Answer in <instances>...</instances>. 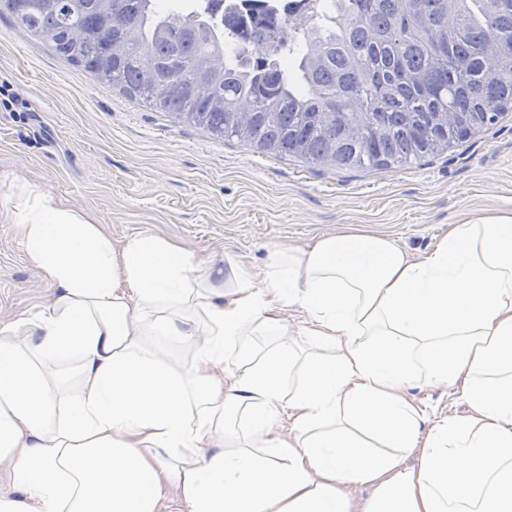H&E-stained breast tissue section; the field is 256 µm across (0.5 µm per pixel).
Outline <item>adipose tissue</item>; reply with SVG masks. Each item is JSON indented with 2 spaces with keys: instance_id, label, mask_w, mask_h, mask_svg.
Returning a JSON list of instances; mask_svg holds the SVG:
<instances>
[{
  "instance_id": "ef3b65f1",
  "label": "adipose tissue",
  "mask_w": 512,
  "mask_h": 512,
  "mask_svg": "<svg viewBox=\"0 0 512 512\" xmlns=\"http://www.w3.org/2000/svg\"><path fill=\"white\" fill-rule=\"evenodd\" d=\"M9 220L58 294L0 325V512H512V211L420 258L357 227L276 245L259 279L28 186ZM282 318L283 325L288 331V336H284L288 340V344L292 347H307L306 336H302V315L297 311L289 309L282 313ZM408 395L417 401H423L431 408L444 414H463L465 407L459 405L452 396V390L448 384L429 386L420 382L408 390Z\"/></svg>"
}]
</instances>
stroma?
<instances>
[{
    "mask_svg": "<svg viewBox=\"0 0 512 512\" xmlns=\"http://www.w3.org/2000/svg\"><path fill=\"white\" fill-rule=\"evenodd\" d=\"M1 79L32 109L0 112V324L57 294L9 220L18 182L89 213L113 240L153 234L206 262L243 258L257 275L273 244L309 245L355 225L420 256L452 225L512 210V112L408 166L331 170L175 122L97 83L6 14Z\"/></svg>",
    "mask_w": 512,
    "mask_h": 512,
    "instance_id": "stroma-1",
    "label": "stroma"
}]
</instances>
